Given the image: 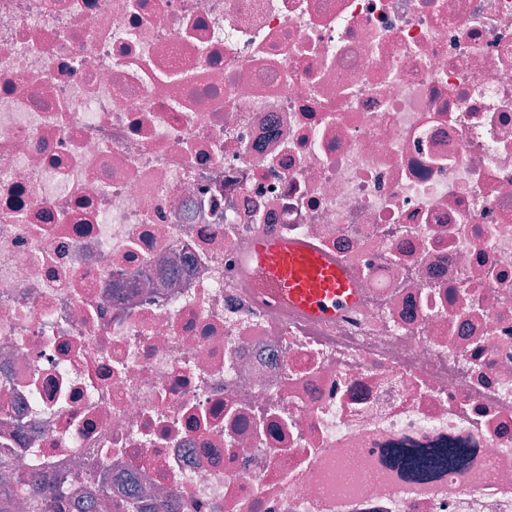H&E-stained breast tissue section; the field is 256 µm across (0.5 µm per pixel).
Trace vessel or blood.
Instances as JSON below:
<instances>
[{
  "mask_svg": "<svg viewBox=\"0 0 512 512\" xmlns=\"http://www.w3.org/2000/svg\"><path fill=\"white\" fill-rule=\"evenodd\" d=\"M248 257L260 270L273 302L331 321L352 308L358 290L336 260L301 239L257 236Z\"/></svg>",
  "mask_w": 512,
  "mask_h": 512,
  "instance_id": "1",
  "label": "vessel or blood"
}]
</instances>
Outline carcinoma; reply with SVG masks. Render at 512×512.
Wrapping results in <instances>:
<instances>
[{"label": "carcinoma", "mask_w": 512, "mask_h": 512, "mask_svg": "<svg viewBox=\"0 0 512 512\" xmlns=\"http://www.w3.org/2000/svg\"><path fill=\"white\" fill-rule=\"evenodd\" d=\"M470 449L452 445L448 448H393L389 465L412 481L423 482L437 473L452 469L461 474L470 466ZM25 498V512H58L64 498L60 486H50L47 479L36 470L18 479L17 484L0 483V512H11L15 497ZM102 502H112V484L104 477L96 481V496H80L76 512H92Z\"/></svg>", "instance_id": "1"}]
</instances>
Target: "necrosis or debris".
<instances>
[{
	"label": "necrosis or debris",
	"mask_w": 512,
	"mask_h": 512,
	"mask_svg": "<svg viewBox=\"0 0 512 512\" xmlns=\"http://www.w3.org/2000/svg\"><path fill=\"white\" fill-rule=\"evenodd\" d=\"M259 234L358 304L269 306ZM0 456L140 512H512V0H0ZM470 458V448L452 445L430 449L391 448L388 462L403 477L423 482L446 469L465 474L470 466Z\"/></svg>",
	"instance_id": "4bbe7bcc"
}]
</instances>
